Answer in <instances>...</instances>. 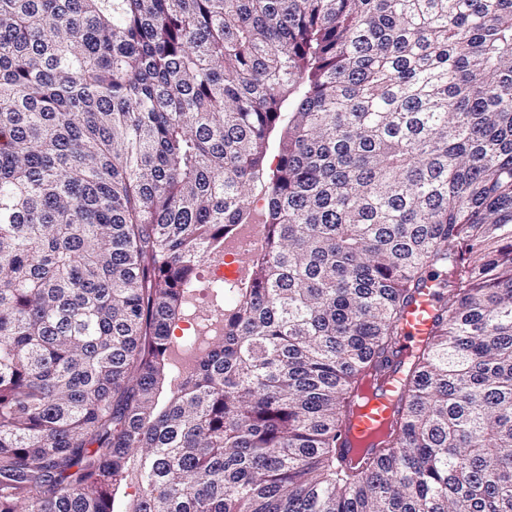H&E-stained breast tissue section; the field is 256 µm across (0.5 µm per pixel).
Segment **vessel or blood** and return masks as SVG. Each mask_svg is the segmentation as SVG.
<instances>
[{
	"instance_id": "1",
	"label": "vessel or blood",
	"mask_w": 512,
	"mask_h": 512,
	"mask_svg": "<svg viewBox=\"0 0 512 512\" xmlns=\"http://www.w3.org/2000/svg\"><path fill=\"white\" fill-rule=\"evenodd\" d=\"M433 319V298L430 290L425 289L416 296L405 314L399 362L370 381L365 404L356 407L348 417L342 444L346 446L349 458L361 457L368 444L386 431L392 405L409 382L400 362L425 344Z\"/></svg>"
}]
</instances>
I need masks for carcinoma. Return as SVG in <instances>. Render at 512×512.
I'll return each mask as SVG.
<instances>
[{"mask_svg":"<svg viewBox=\"0 0 512 512\" xmlns=\"http://www.w3.org/2000/svg\"><path fill=\"white\" fill-rule=\"evenodd\" d=\"M130 479L126 512H512V0H0V512H120ZM262 228L263 224H240L236 234L224 241V252L222 253V260L218 259L216 261H211L208 259L205 262L208 267L207 280V269L205 268L204 264L200 265L198 269V278L200 280L198 283L199 288H206L203 289V291L207 293L208 290L209 294L215 295L216 293L212 292V289L207 288L221 287L223 286L225 280L242 281V277H245V270L240 266L236 267L228 275L224 273V257L238 255L247 248H259L261 243ZM212 262H214V264H212ZM432 282L428 283L430 288ZM428 288H424L405 314L401 336V350L394 364L381 375L371 380L366 391V402L354 408L342 432V446L348 450V458L357 460L370 442L376 441L388 426L392 404L397 395L408 384L409 377L400 365L421 348L431 331L434 319L433 298ZM183 319L177 322V326ZM224 333V310L222 306H212L206 315L191 311L183 321L181 334L175 336L171 345L174 362L179 367H189L204 353L208 336H221ZM187 338H196L192 344H187Z\"/></svg>","mask_w":512,"mask_h":512,"instance_id":"carcinoma-1","label":"carcinoma"}]
</instances>
